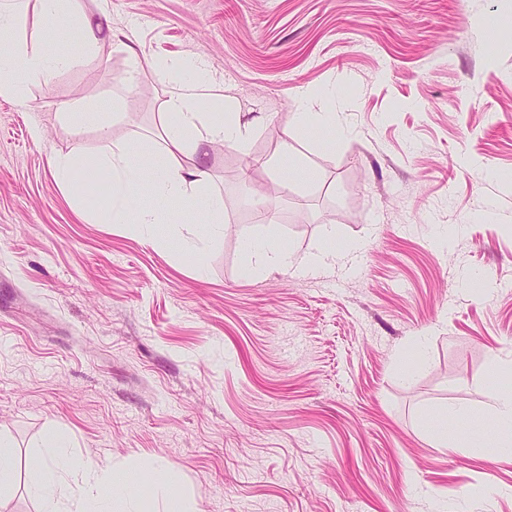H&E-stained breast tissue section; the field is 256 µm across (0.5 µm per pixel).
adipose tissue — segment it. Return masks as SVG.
Instances as JSON below:
<instances>
[{
	"label": "adipose tissue",
	"mask_w": 512,
	"mask_h": 512,
	"mask_svg": "<svg viewBox=\"0 0 512 512\" xmlns=\"http://www.w3.org/2000/svg\"><path fill=\"white\" fill-rule=\"evenodd\" d=\"M27 5L28 0H0V35L5 38L0 44V95L19 101L28 83L49 82L56 71L71 62L66 55L49 58L7 43V36ZM156 73L169 87L161 115L164 165H155L147 157L132 158L129 150L118 143L95 157L80 152L58 153L51 156L50 164L61 180L102 189L101 207L108 223L125 224L149 236L155 234L162 215L157 207L143 204V197L178 201L187 214L204 212L200 233L185 244L187 251L200 254L223 237V210L215 200L202 206L197 189L205 172L195 165L183 166L180 159L212 143L243 144L250 135V125L243 122L231 99L216 92L198 60L171 59L157 64ZM323 100L320 92L302 93L300 129L322 127L344 134L342 117L322 111ZM244 250L253 272L293 267L312 274L345 256L332 241L302 254L276 239L255 237L246 239ZM41 445L45 453L27 484L39 512H189L173 470L161 460L150 459L133 469L119 465L104 468L92 459L70 454L68 436L53 425L47 428ZM120 477L138 480L140 492L122 501L114 500L108 488Z\"/></svg>",
	"instance_id": "1"
}]
</instances>
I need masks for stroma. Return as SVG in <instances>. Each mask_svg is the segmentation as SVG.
<instances>
[{"instance_id":"stroma-1","label":"stroma","mask_w":512,"mask_h":512,"mask_svg":"<svg viewBox=\"0 0 512 512\" xmlns=\"http://www.w3.org/2000/svg\"><path fill=\"white\" fill-rule=\"evenodd\" d=\"M74 9L49 40L30 0L14 39L71 62L26 104L0 97V431L17 457L55 424L101 463L162 458L191 512H512V459L448 450L429 426L457 404L488 421L492 361H512V0ZM84 17L102 26L92 48ZM176 56L252 125L203 158L224 236L201 256L177 204L147 240L49 165L112 141L163 163L154 64ZM307 89L331 91L342 139L296 132ZM88 101L119 102L108 134L63 119ZM285 151L309 184L264 167ZM270 231L348 255L247 275L244 239Z\"/></svg>"}]
</instances>
